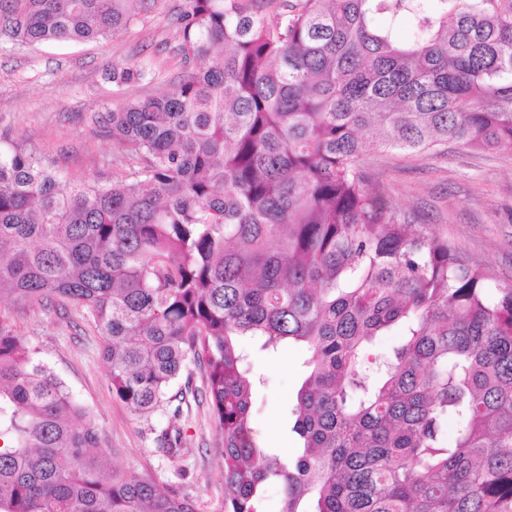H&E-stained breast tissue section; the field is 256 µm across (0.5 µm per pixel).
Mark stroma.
<instances>
[{"instance_id":"1","label":"stroma","mask_w":512,"mask_h":512,"mask_svg":"<svg viewBox=\"0 0 512 512\" xmlns=\"http://www.w3.org/2000/svg\"><path fill=\"white\" fill-rule=\"evenodd\" d=\"M180 3L159 0L141 22L99 42L0 47V147L33 150L72 181L110 186L126 158L111 138L93 130L88 115L132 98L175 91L182 69L175 54ZM126 65L144 70L145 78L113 83L110 67ZM364 167L394 207L448 240L468 260L489 266L499 282L512 283L511 152L451 143L420 153L379 151L365 159ZM13 316L36 348L37 360L66 383L85 409L109 464L148 475L159 487L178 489L198 502V512H224L223 436L207 403L189 401L177 417L168 410L139 417L112 395L103 339L85 308L66 304L49 310L28 303L14 307ZM307 359L298 344L250 352L258 439L289 457L300 447L292 426ZM166 427L183 433L178 456L156 448L154 433Z\"/></svg>"}]
</instances>
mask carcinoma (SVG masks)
Instances as JSON below:
<instances>
[{
    "instance_id": "cac0c4a2",
    "label": "carcinoma",
    "mask_w": 512,
    "mask_h": 512,
    "mask_svg": "<svg viewBox=\"0 0 512 512\" xmlns=\"http://www.w3.org/2000/svg\"><path fill=\"white\" fill-rule=\"evenodd\" d=\"M157 3L0 0V44L99 41ZM177 21L183 62L219 63L90 115L130 160L112 186L0 150V303L86 307L138 415L180 414L198 389L173 385L203 371L224 512H267L272 481L279 512H512V285L414 229L362 166L512 149V0H183ZM242 338L309 353L292 459L257 440ZM158 442L177 453L182 432ZM196 509L104 462L0 309V512Z\"/></svg>"
}]
</instances>
